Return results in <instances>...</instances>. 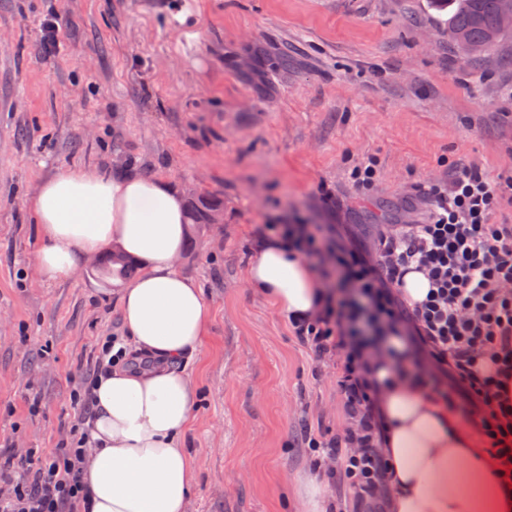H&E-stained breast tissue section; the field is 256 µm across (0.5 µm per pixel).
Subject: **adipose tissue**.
I'll return each instance as SVG.
<instances>
[{
  "label": "adipose tissue",
  "instance_id": "1",
  "mask_svg": "<svg viewBox=\"0 0 512 512\" xmlns=\"http://www.w3.org/2000/svg\"><path fill=\"white\" fill-rule=\"evenodd\" d=\"M42 237L36 266L49 281L118 246L140 273L119 298L133 353L145 369L113 366L93 387L85 433V512H190L193 461L185 433L198 404L187 363L202 347L209 308L200 286L177 269L188 234L182 195L162 177L127 169L82 170L44 181L26 201ZM249 288L288 319L314 318L320 289L311 266L287 243L254 240ZM376 358L380 409L391 464L387 512H512L476 430L435 396L394 378L407 355L390 336Z\"/></svg>",
  "mask_w": 512,
  "mask_h": 512
}]
</instances>
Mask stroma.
<instances>
[{"instance_id":"35a3bbf8","label":"stroma","mask_w":512,"mask_h":512,"mask_svg":"<svg viewBox=\"0 0 512 512\" xmlns=\"http://www.w3.org/2000/svg\"><path fill=\"white\" fill-rule=\"evenodd\" d=\"M510 151L512 31L472 56L432 0H0V446L55 453L102 342L128 335L122 281L93 263L38 275L26 198L44 179L131 168L219 203L178 263L210 309L189 362L191 512H300L302 433L336 436L347 415L335 360L246 284L257 229L349 224L367 245L424 219L421 188L450 164L494 175Z\"/></svg>"}]
</instances>
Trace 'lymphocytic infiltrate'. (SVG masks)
<instances>
[{
	"mask_svg": "<svg viewBox=\"0 0 512 512\" xmlns=\"http://www.w3.org/2000/svg\"><path fill=\"white\" fill-rule=\"evenodd\" d=\"M424 193L426 221L386 225L371 251L331 224L259 229L288 240L318 270L320 311L292 328L316 357L337 358L348 424L336 438L308 431L303 442L315 465L336 460L340 479L369 512H384L389 478L372 363L390 332L408 345L399 377L463 409L484 435L500 481L512 483V224L492 221L512 203V164L494 177L476 165L455 167ZM414 267L427 272L432 290L410 307L400 288ZM83 453L77 435L49 457L9 454L0 461V484L10 489L0 512H76Z\"/></svg>",
	"mask_w": 512,
	"mask_h": 512,
	"instance_id": "1",
	"label": "lymphocytic infiltrate"
}]
</instances>
